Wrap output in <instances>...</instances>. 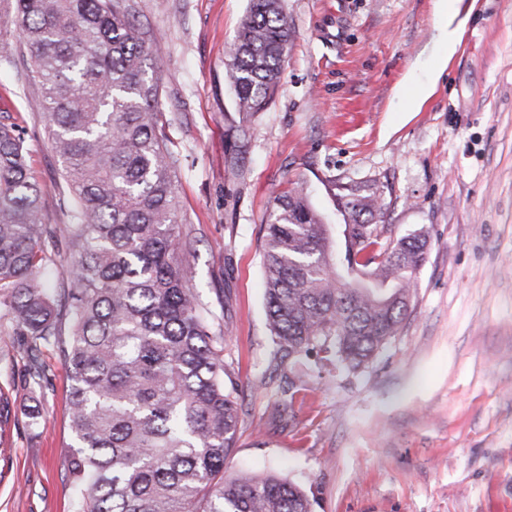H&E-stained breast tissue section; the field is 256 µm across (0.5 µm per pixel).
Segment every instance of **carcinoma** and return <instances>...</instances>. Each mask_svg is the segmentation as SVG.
Returning <instances> with one entry per match:
<instances>
[{
    "instance_id": "cac0c4a2",
    "label": "carcinoma",
    "mask_w": 512,
    "mask_h": 512,
    "mask_svg": "<svg viewBox=\"0 0 512 512\" xmlns=\"http://www.w3.org/2000/svg\"><path fill=\"white\" fill-rule=\"evenodd\" d=\"M15 26L50 121L72 223L71 284L42 267L62 231L43 223L24 142L0 122V305L27 340L70 369L67 456L74 512H312L299 486L273 473L224 475L240 423L224 337L193 288L178 210V158L161 124L163 63L132 0H15ZM293 28L282 0H249L225 68L238 112L263 111ZM334 257L328 225L303 186L280 195L265 224L267 325L277 351H335L365 367L394 336L415 293L429 232L396 241L364 216L380 196L343 186Z\"/></svg>"
}]
</instances>
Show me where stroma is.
Wrapping results in <instances>:
<instances>
[{
  "mask_svg": "<svg viewBox=\"0 0 512 512\" xmlns=\"http://www.w3.org/2000/svg\"><path fill=\"white\" fill-rule=\"evenodd\" d=\"M284 6L295 35L283 74L246 118L224 62L248 0H135L164 60L182 258L240 393L226 467L279 474L313 512H512V0H461L449 58L436 0ZM22 71L0 0V121L17 124L44 221L62 227L61 163ZM423 85L431 94L413 104ZM295 181L328 224L342 223L335 194L351 184L380 195L386 237L430 232L407 314L366 369L273 361L263 226ZM42 358L35 389L26 343L0 319V512H71L69 371L54 351Z\"/></svg>",
  "mask_w": 512,
  "mask_h": 512,
  "instance_id": "1",
  "label": "stroma"
}]
</instances>
